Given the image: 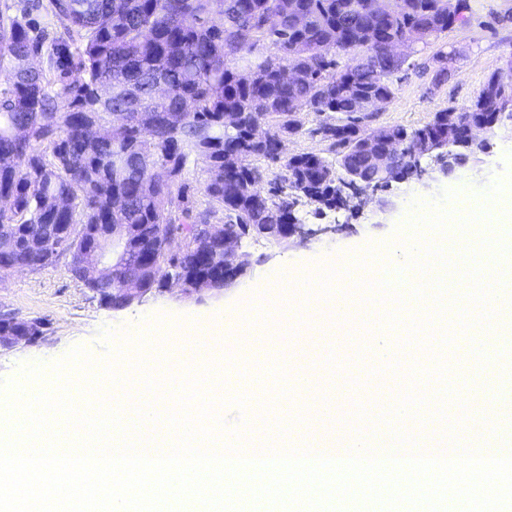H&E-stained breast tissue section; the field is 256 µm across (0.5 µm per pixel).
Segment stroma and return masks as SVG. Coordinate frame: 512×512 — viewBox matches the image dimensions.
Instances as JSON below:
<instances>
[{
	"label": "stroma",
	"instance_id": "stroma-1",
	"mask_svg": "<svg viewBox=\"0 0 512 512\" xmlns=\"http://www.w3.org/2000/svg\"><path fill=\"white\" fill-rule=\"evenodd\" d=\"M475 14L468 22L445 32L441 43L460 50L453 76L441 86H433L432 70L421 67V57L400 81L390 104L375 119L376 125H402L413 128L427 122L437 110L465 108L479 93L492 73H503L512 81L507 60L512 57V0H475ZM422 176L392 182L372 195L359 208L317 209L299 203L295 215L299 223L312 229L305 239L284 240L246 238L241 250L248 266L223 291L205 290L185 296L171 287L146 294L129 306L113 309L102 306L82 283L68 271V255H60L48 267L28 270L0 284V311L23 320L40 319L46 324L45 338L32 346L0 351V402L10 399L5 385L19 380V368L26 362L38 363L43 378H51L53 362L75 346L84 347L92 358L106 361L110 344L124 345L136 333L152 326L156 319H196L230 306H251L264 298L265 289L283 261L304 267L320 266L346 253H360L368 245L382 244L396 237L414 201L432 199L441 189L451 188L469 196H482L497 178L512 172V128L498 130L491 147L452 173H444L436 155L420 158ZM114 332L113 343L101 337L102 329ZM404 326L390 328L389 337L401 352L399 361L384 362L392 380L379 389L370 379L348 373L350 351L364 352L369 342L367 329L350 322H339L316 348L317 357L334 364V373L324 375V399L335 410V432L344 438L351 424H361L377 435H392L395 421L385 411L388 400L417 404L415 423L407 425L414 437L431 428L442 435L439 446L448 448L456 439L455 421L461 417L479 420L493 416L499 436L512 441V373L496 372L502 360L512 358V334L489 329L485 338L481 369H474L466 352L468 337L464 327L451 329L450 343L434 336L428 343L415 344L414 355L404 352ZM446 389L448 407L436 409L421 401L420 389Z\"/></svg>",
	"mask_w": 512,
	"mask_h": 512
}]
</instances>
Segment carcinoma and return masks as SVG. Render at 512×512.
Wrapping results in <instances>:
<instances>
[{"label":"carcinoma","mask_w":512,"mask_h":512,"mask_svg":"<svg viewBox=\"0 0 512 512\" xmlns=\"http://www.w3.org/2000/svg\"><path fill=\"white\" fill-rule=\"evenodd\" d=\"M364 0H48L56 19L50 32L32 12L0 24V271L44 268L70 253L68 271L86 279L87 264L112 232L127 225L125 253L134 258L112 268L97 287L111 303L128 288L164 287L165 269L188 280L224 278V253L216 240L188 237L185 230L222 221L228 233L249 228L281 232L296 223L305 199L330 208L340 185L384 186L386 178L353 134L364 118L363 102L394 98L406 60L382 45L406 29L420 32L422 50L452 28L448 0H404L397 18L359 10ZM268 14L279 30L262 28ZM47 54V67L30 74L17 58ZM349 56L347 63L340 56ZM434 84L448 80V51ZM163 81L172 95L158 101ZM508 89L491 74L466 108L434 113L415 128L387 127L400 141L394 179L418 173L415 152L448 131V114L464 127L498 114L512 119ZM324 117L314 134L329 139L333 162L314 153L280 158L278 138L303 133L294 106ZM236 129L224 131V117ZM269 124L271 137L254 141L250 127ZM207 163L199 209L185 175L192 160ZM264 159L284 170L286 188L269 196L257 188ZM187 241L170 255L173 236ZM44 240L33 252L29 241Z\"/></svg>","instance_id":"1"}]
</instances>
